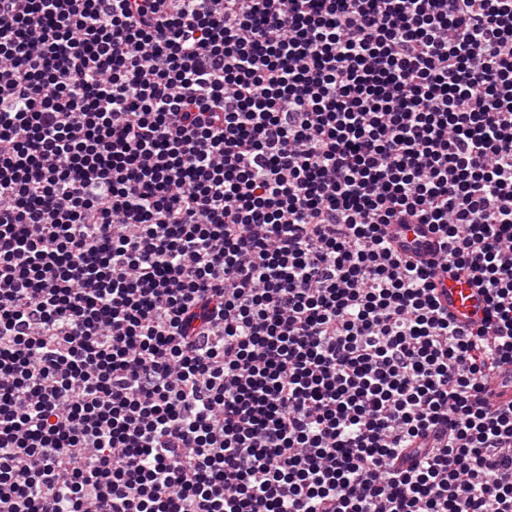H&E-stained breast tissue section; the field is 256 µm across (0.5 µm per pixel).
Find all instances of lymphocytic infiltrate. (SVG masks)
Here are the masks:
<instances>
[{
	"mask_svg": "<svg viewBox=\"0 0 512 512\" xmlns=\"http://www.w3.org/2000/svg\"><path fill=\"white\" fill-rule=\"evenodd\" d=\"M506 364L512 0H0V512H512ZM410 225V229L401 224L391 226L394 246L398 252L414 256L415 253L424 254L429 246L435 247L438 238L427 225ZM435 293L441 306L448 308V314L455 316L460 322L482 318L484 297L478 288L466 280L441 278L436 282Z\"/></svg>",
	"mask_w": 512,
	"mask_h": 512,
	"instance_id": "f902f5d3",
	"label": "lymphocytic infiltrate"
}]
</instances>
